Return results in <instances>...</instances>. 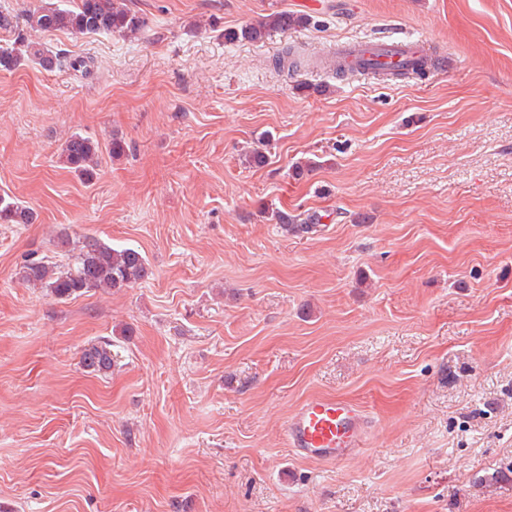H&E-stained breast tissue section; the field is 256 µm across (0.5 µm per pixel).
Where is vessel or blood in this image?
I'll return each instance as SVG.
<instances>
[{"instance_id": "obj_1", "label": "vessel or blood", "mask_w": 512, "mask_h": 512, "mask_svg": "<svg viewBox=\"0 0 512 512\" xmlns=\"http://www.w3.org/2000/svg\"><path fill=\"white\" fill-rule=\"evenodd\" d=\"M424 39L362 41L336 48L337 59H372L397 64L425 55ZM368 421L360 408L344 399L314 397L304 401L290 416L285 435L290 448L303 458L340 463L362 447Z\"/></svg>"}]
</instances>
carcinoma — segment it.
I'll return each instance as SVG.
<instances>
[{
    "label": "carcinoma",
    "instance_id": "cac0c4a2",
    "mask_svg": "<svg viewBox=\"0 0 512 512\" xmlns=\"http://www.w3.org/2000/svg\"><path fill=\"white\" fill-rule=\"evenodd\" d=\"M74 6L62 8L52 0L43 3L26 16L32 29L43 31H67L74 35L96 33H118L123 36L136 33L145 26L142 16L122 5V0H73ZM311 19L304 15L279 12L256 23L246 24L224 33L230 41L257 42L272 29L287 30L306 27ZM24 62H33L45 71L65 67L81 68L91 73L90 62L69 61L60 53L40 45L27 43L24 50L13 46L0 47V70L13 71ZM278 69L297 72L305 67L306 60L292 49H285L275 61ZM428 58L422 57L414 63V69L406 72L397 67H376L373 73L388 79L407 78L410 75L424 76ZM98 146L80 134L72 135L62 150L63 162L77 175L89 181L95 173ZM277 223L285 230L309 232L322 222L323 215L317 211L291 214L275 212ZM33 212L22 204L0 196V224H31ZM61 244L69 247V262L59 265L35 254L27 255L17 269L16 276L23 284L42 288L59 301L82 296L93 290L109 288L121 291L132 288L151 276L147 259L136 248L115 249L94 235H83L77 240L69 236L61 238ZM112 344L108 341L93 344L82 351L81 364L88 370L107 374L112 370Z\"/></svg>",
    "mask_w": 512,
    "mask_h": 512
}]
</instances>
